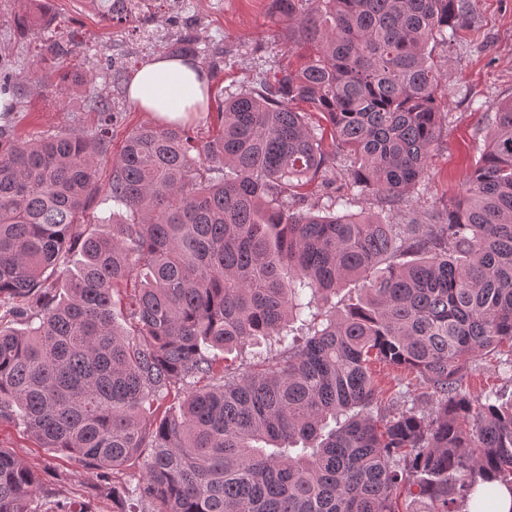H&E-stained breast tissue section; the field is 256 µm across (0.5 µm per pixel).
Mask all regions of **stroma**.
I'll use <instances>...</instances> for the list:
<instances>
[{
  "instance_id": "35a3bbf8",
  "label": "stroma",
  "mask_w": 512,
  "mask_h": 512,
  "mask_svg": "<svg viewBox=\"0 0 512 512\" xmlns=\"http://www.w3.org/2000/svg\"><path fill=\"white\" fill-rule=\"evenodd\" d=\"M271 0H183L169 13L165 0H141L125 19L104 14L97 0H52V27L76 33L77 48L67 69L94 74L97 89L111 102V153L119 155L128 133L153 123L137 110L127 89L137 72L171 40L192 33L205 50L202 65L210 77V97L203 111L188 121L193 135L205 140L217 134L218 110L227 93L258 88L261 80L287 67L292 44L286 22L274 16ZM19 0H0V56L20 67L14 91L16 108L1 122L22 138L71 128L93 129L97 116L89 91L78 87L66 99L52 91L62 73L32 76L41 51L37 35L21 33L16 20ZM447 68L438 104L444 114L439 144L419 185L414 210L446 203L462 195L484 148L489 117L512 100V0H479L474 19L458 33L455 46L443 54ZM465 386L472 394H512V353L479 355ZM0 448H9L40 471L45 487L65 498L73 512H118L111 496L100 492L96 469L39 447L18 426L0 422Z\"/></svg>"
}]
</instances>
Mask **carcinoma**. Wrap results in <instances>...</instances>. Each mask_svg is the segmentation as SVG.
<instances>
[{
  "instance_id": "cac0c4a2",
  "label": "carcinoma",
  "mask_w": 512,
  "mask_h": 512,
  "mask_svg": "<svg viewBox=\"0 0 512 512\" xmlns=\"http://www.w3.org/2000/svg\"><path fill=\"white\" fill-rule=\"evenodd\" d=\"M18 2L20 27L43 33L37 66L56 70L73 36L49 31L51 0ZM272 2L314 54L229 94L209 140L131 130L106 194L120 222L84 220L110 153L106 99L90 97L91 131L0 128V418L105 476L144 459L149 512H495L491 483L512 491V398L464 381L478 354L512 348V100L462 198L403 224L336 212L353 190L412 201L443 129L435 51L478 0ZM170 53L203 51L184 36ZM84 84L64 76L58 95ZM302 103L351 159L320 213L297 207L329 160ZM133 277L124 328L114 296ZM352 280L359 300L322 313ZM270 340L281 349L252 370L193 387L212 350ZM374 363L415 373L434 411L379 402ZM169 395L177 411L146 417ZM0 512L69 507L0 448Z\"/></svg>"
}]
</instances>
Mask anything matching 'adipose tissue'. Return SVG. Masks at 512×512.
Segmentation results:
<instances>
[{
    "label": "adipose tissue",
    "mask_w": 512,
    "mask_h": 512,
    "mask_svg": "<svg viewBox=\"0 0 512 512\" xmlns=\"http://www.w3.org/2000/svg\"><path fill=\"white\" fill-rule=\"evenodd\" d=\"M209 90L210 77L198 62L160 54L138 71L129 98L141 111L172 123L200 111Z\"/></svg>",
    "instance_id": "ef3b65f1"
}]
</instances>
